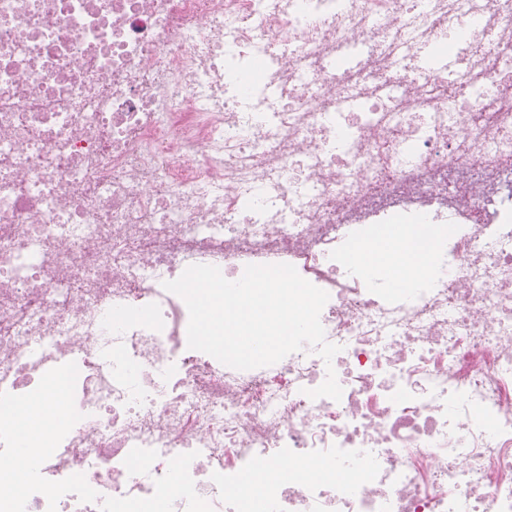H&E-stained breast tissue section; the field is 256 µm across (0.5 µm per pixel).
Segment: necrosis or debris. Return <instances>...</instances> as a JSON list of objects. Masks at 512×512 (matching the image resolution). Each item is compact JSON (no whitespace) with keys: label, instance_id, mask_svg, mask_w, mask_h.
Segmentation results:
<instances>
[{"label":"necrosis or debris","instance_id":"necrosis-or-debris-1","mask_svg":"<svg viewBox=\"0 0 512 512\" xmlns=\"http://www.w3.org/2000/svg\"><path fill=\"white\" fill-rule=\"evenodd\" d=\"M511 83L512 0H0V406L71 413L0 512H240L260 460L314 470L268 512H512ZM394 221L398 293L351 262ZM283 263L332 363L189 349L164 282Z\"/></svg>","mask_w":512,"mask_h":512}]
</instances>
